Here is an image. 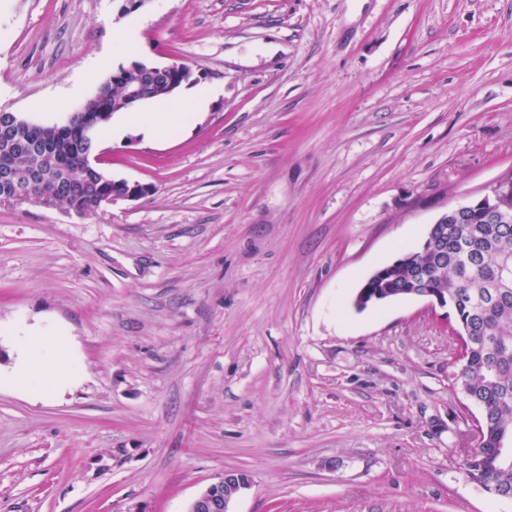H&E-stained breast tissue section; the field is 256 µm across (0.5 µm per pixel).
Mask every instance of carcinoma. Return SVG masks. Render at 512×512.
Masks as SVG:
<instances>
[{"label":"carcinoma","mask_w":512,"mask_h":512,"mask_svg":"<svg viewBox=\"0 0 512 512\" xmlns=\"http://www.w3.org/2000/svg\"><path fill=\"white\" fill-rule=\"evenodd\" d=\"M151 65L138 62L143 75V89L158 98L165 95L162 85L177 87L193 81L189 65L176 64L172 72L149 71ZM103 96L96 110L106 114L101 124L108 123L117 112L124 111L121 100L125 87L112 83L98 88ZM97 149V141L88 142L81 122L54 138L51 149L41 155H25L0 139V166L30 164L44 167L42 179L31 186L35 195L55 197V203L82 206L94 210L95 197L112 190V178L97 177L83 168V156ZM69 179V192L57 195L62 178ZM427 237L435 246H418L403 252L394 260L377 268V274L364 286L388 296H409L427 286L446 296H465L456 306L457 326L467 333L469 349L459 382L478 401L482 412V436L477 451L481 462L464 460L466 474L485 484L512 490V463L493 464L489 458L499 452L504 431H512V278L505 281L500 273L512 271V223L493 224L484 210L471 209L465 220L440 221L430 227Z\"/></svg>","instance_id":"cac0c4a2"}]
</instances>
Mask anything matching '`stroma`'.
I'll return each instance as SVG.
<instances>
[{
    "label": "stroma",
    "mask_w": 512,
    "mask_h": 512,
    "mask_svg": "<svg viewBox=\"0 0 512 512\" xmlns=\"http://www.w3.org/2000/svg\"><path fill=\"white\" fill-rule=\"evenodd\" d=\"M130 24L219 92L100 141L148 195L0 202V328L58 325L82 368L20 390L0 337V512H186L232 471L235 512H512L463 469L446 309L353 305L512 174V0H0V108L56 121Z\"/></svg>",
    "instance_id": "obj_1"
}]
</instances>
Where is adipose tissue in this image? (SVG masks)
Wrapping results in <instances>:
<instances>
[{"label":"adipose tissue","instance_id":"1","mask_svg":"<svg viewBox=\"0 0 512 512\" xmlns=\"http://www.w3.org/2000/svg\"><path fill=\"white\" fill-rule=\"evenodd\" d=\"M212 95L213 90L209 87L199 89L187 97L170 95L160 100L156 111L126 113L122 125L104 126L100 134L108 139L119 136L126 125L151 136L174 133L193 114L204 111ZM13 343L19 354L12 375L17 386L41 390L48 386H64L79 378V369L60 332L45 327L28 330L14 334Z\"/></svg>","mask_w":512,"mask_h":512}]
</instances>
